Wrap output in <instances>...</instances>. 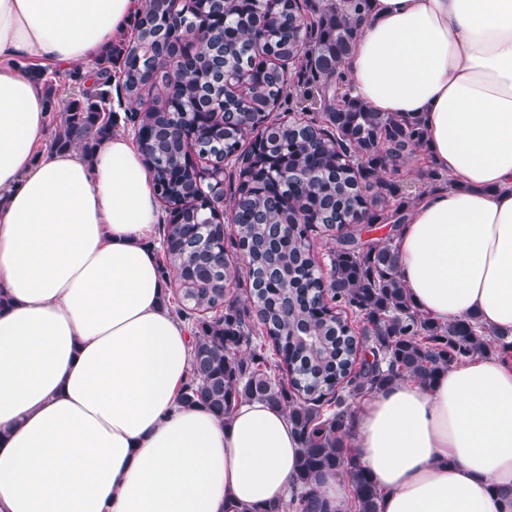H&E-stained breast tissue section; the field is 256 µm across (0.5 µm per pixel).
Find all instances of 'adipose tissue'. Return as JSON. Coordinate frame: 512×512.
Listing matches in <instances>:
<instances>
[{
    "mask_svg": "<svg viewBox=\"0 0 512 512\" xmlns=\"http://www.w3.org/2000/svg\"><path fill=\"white\" fill-rule=\"evenodd\" d=\"M142 6L0 0V512H263L293 485L284 411L180 402L190 334L166 304L137 145L43 147L32 68L80 67ZM343 67L351 97L421 120L448 175L396 237L414 305L512 339V0H371ZM350 445L378 512H512V355L362 398Z\"/></svg>",
    "mask_w": 512,
    "mask_h": 512,
    "instance_id": "adipose-tissue-1",
    "label": "adipose tissue"
}]
</instances>
